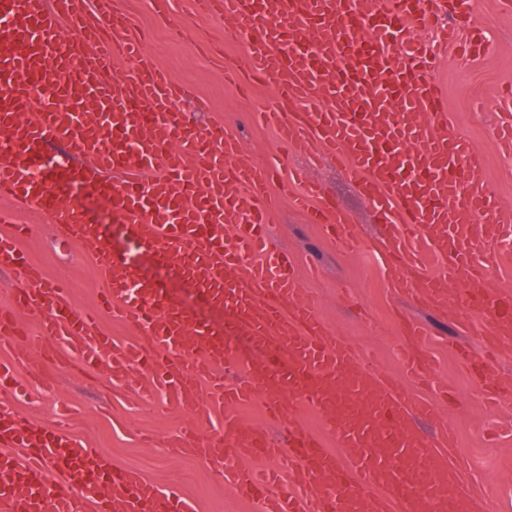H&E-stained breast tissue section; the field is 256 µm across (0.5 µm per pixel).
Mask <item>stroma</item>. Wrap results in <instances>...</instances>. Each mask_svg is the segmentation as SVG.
<instances>
[{"label":"stroma","instance_id":"stroma-1","mask_svg":"<svg viewBox=\"0 0 512 512\" xmlns=\"http://www.w3.org/2000/svg\"><path fill=\"white\" fill-rule=\"evenodd\" d=\"M116 2L143 33L149 60L174 82L193 86L208 104L207 111L199 112L188 101L184 111L199 125L220 124L238 134L250 164L276 166L279 175L267 187L277 205L269 234L277 248L294 255L304 297L316 306L324 325L363 364L396 381L407 395L437 400L442 419L456 428L463 451L461 476L476 500V512H512V400L495 409L486 403L496 380H512V351L495 353L492 379L476 378L470 364L486 354L478 324H463L457 313L431 308L393 288L390 262L374 245L382 218L339 162L296 152L278 140L271 126L255 120V113L274 107L278 96L272 86L242 75L244 36L221 18L198 14L193 0H172L165 16L154 12L150 0ZM498 2L475 0L471 19L487 36L492 52L438 48L436 78L449 122L484 155L481 185L495 194L505 216L512 217V155L499 152L495 141L502 114L512 113V11H502ZM175 23L182 28L178 39L170 33ZM294 170L322 184L330 199L349 213L362 241L358 249L340 247L322 225L311 223L294 206L288 185ZM59 188L62 200L83 203L115 249H127L124 226L107 200L64 179ZM1 234L16 235L30 263L49 280L66 284L71 307L98 311L100 335L122 343L134 340L124 321L101 309L108 281L95 268L90 247L60 246L46 214L8 197L0 198ZM139 262L146 277L171 298L191 305L213 327L230 328L223 313L189 292L153 257H140ZM409 320L426 332L425 347L434 360L431 374L411 372L400 361L402 350L412 347L404 330ZM15 374L27 391L15 397L0 393V404L46 428L64 424L113 465L138 469L159 486L177 488L196 503L198 512H256L252 501L225 489L206 461L160 450V443L182 428L192 410L170 407L161 399L143 403L105 362L89 368L75 359L52 363L36 358L17 366Z\"/></svg>","mask_w":512,"mask_h":512}]
</instances>
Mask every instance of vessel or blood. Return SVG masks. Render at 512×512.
Instances as JSON below:
<instances>
[{
  "label": "vessel or blood",
  "instance_id": "1",
  "mask_svg": "<svg viewBox=\"0 0 512 512\" xmlns=\"http://www.w3.org/2000/svg\"><path fill=\"white\" fill-rule=\"evenodd\" d=\"M199 13L246 35L253 77L272 82L279 108L261 112L283 143L339 158L362 195L385 220L392 283L461 319H490L488 352L512 348V297L487 286L477 258L497 257L512 238L491 192L478 184L484 157L449 126L432 75L435 41L453 40L447 13L469 16L472 0H195ZM128 72L112 73L114 57ZM191 86L172 82L143 54L141 37L113 0H0V197L47 215L56 236L92 246L109 278L106 310L137 335L118 345L93 335L95 318L75 310L62 283L29 264L13 238L0 236V268L21 270L27 289L15 310L41 316L84 365L148 371L135 381L144 402L195 409L168 453L215 462L225 487L257 502L259 512H473L448 469L455 430L428 435L418 426L439 418L437 405L404 395L377 377L349 345L322 325L286 252L273 246V170L241 166L243 143L220 126L203 127L181 110ZM35 110L33 120L20 114ZM63 142L65 158L47 162L45 143ZM73 156L84 157L80 166ZM94 188L112 204L138 250L153 254L212 308L230 317L260 349L282 357L272 369L238 354L221 331L143 277L118 255L81 203L61 202L54 168ZM156 171L160 182L144 181ZM296 205L329 236L352 248L349 215L323 187L294 173ZM442 262L419 271L418 245ZM233 370L225 382V370ZM210 380L201 389L198 377ZM234 407L260 399L288 435L276 447L227 415L224 446L205 443L201 399ZM322 418L347 455L324 448L303 426L300 405ZM258 458L293 465L259 476ZM316 491L306 510L300 490ZM0 512H197L194 501L131 468H117L65 430L34 426L0 405Z\"/></svg>",
  "mask_w": 512,
  "mask_h": 512
}]
</instances>
